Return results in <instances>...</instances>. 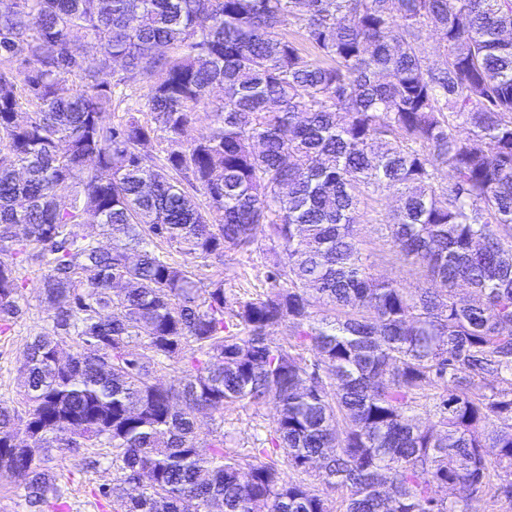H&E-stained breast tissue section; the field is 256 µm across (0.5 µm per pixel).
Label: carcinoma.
I'll return each mask as SVG.
<instances>
[{
  "label": "carcinoma",
  "instance_id": "cac0c4a2",
  "mask_svg": "<svg viewBox=\"0 0 512 512\" xmlns=\"http://www.w3.org/2000/svg\"><path fill=\"white\" fill-rule=\"evenodd\" d=\"M428 29L442 68L421 51ZM506 32L512 0L0 8V329L22 313L25 263L43 268L49 312L25 345L21 409L0 404V477L22 475L41 507L56 494L41 451L110 448L112 512H334L336 490L344 512L511 509ZM137 80L143 108L115 119V89ZM153 141L159 158L142 151ZM384 192L399 197L383 228L413 288L374 277L356 228ZM261 226L271 288L249 297L201 286L154 246L222 262L256 251ZM281 323L285 344L269 337ZM179 363L176 384L156 382ZM233 404L276 409L245 453L196 427Z\"/></svg>",
  "mask_w": 512,
  "mask_h": 512
}]
</instances>
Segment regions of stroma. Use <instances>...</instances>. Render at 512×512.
I'll list each match as a JSON object with an SVG mask.
<instances>
[{
  "mask_svg": "<svg viewBox=\"0 0 512 512\" xmlns=\"http://www.w3.org/2000/svg\"><path fill=\"white\" fill-rule=\"evenodd\" d=\"M392 194L382 193L366 200L358 213V229L374 261L376 276L394 279L412 288L417 284L413 267L392 260L391 247L381 231L382 223L396 209ZM259 252L237 257L230 264L208 262L201 267L203 282L223 281L227 294L239 295L266 292L271 283L268 279L273 261L272 243L265 228H258ZM23 276L26 285L22 291L23 314L17 319L11 332L0 333V403L15 404L20 391L19 369L23 351L31 336L41 332L46 324L47 309L40 290L41 272L38 267H27ZM273 406L260 407L237 405L226 410L223 416L203 411L197 416L200 435L210 434L216 427H223L227 447L242 451L255 447L265 438L273 421ZM56 478V507L44 512H112L111 499L99 493L102 485L111 483L114 472L105 456L104 449L83 448L74 453L62 454L50 450L42 459Z\"/></svg>",
  "mask_w": 512,
  "mask_h": 512,
  "instance_id": "obj_1",
  "label": "stroma"
}]
</instances>
